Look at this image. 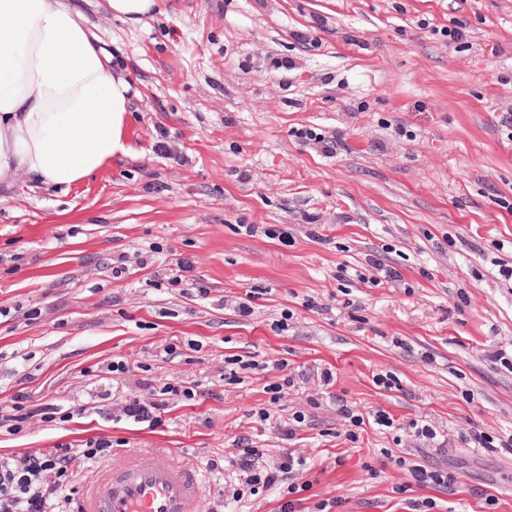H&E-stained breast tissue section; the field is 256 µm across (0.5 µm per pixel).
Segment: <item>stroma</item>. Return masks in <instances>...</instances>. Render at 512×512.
<instances>
[{"instance_id": "1", "label": "stroma", "mask_w": 512, "mask_h": 512, "mask_svg": "<svg viewBox=\"0 0 512 512\" xmlns=\"http://www.w3.org/2000/svg\"><path fill=\"white\" fill-rule=\"evenodd\" d=\"M158 2L139 23L85 10L131 83L128 153L68 188L21 176L0 194V402L21 391L72 413L0 429V453L109 437L142 462L168 453L194 468L199 512H279L273 490L233 498L232 461L242 436L279 459L254 411L286 373L275 418L315 420L295 446L301 512L336 498L339 512H412L423 498L480 512L481 489L512 512V455L466 443L474 427L512 434V369L490 362L512 351V287L496 266L512 265V0ZM161 138L175 158L155 153ZM248 224L288 238L248 236ZM148 249L147 268L113 279V256ZM373 255L399 280L361 283ZM182 256L208 300L168 285ZM171 343L181 356L165 354ZM232 356L254 365L244 383L224 379ZM119 357L203 394L154 425L112 421L128 393L105 377ZM386 372L400 388L374 384ZM344 405L399 426L349 441ZM414 419L434 426V446L407 437ZM398 456L461 481L417 487Z\"/></svg>"}]
</instances>
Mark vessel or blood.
Wrapping results in <instances>:
<instances>
[{"instance_id":"1","label":"vessel or blood","mask_w":512,"mask_h":512,"mask_svg":"<svg viewBox=\"0 0 512 512\" xmlns=\"http://www.w3.org/2000/svg\"><path fill=\"white\" fill-rule=\"evenodd\" d=\"M198 479L168 455L135 454L103 466L81 492L76 512H196Z\"/></svg>"}]
</instances>
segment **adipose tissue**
I'll return each instance as SVG.
<instances>
[{"label": "adipose tissue", "instance_id": "adipose-tissue-1", "mask_svg": "<svg viewBox=\"0 0 512 512\" xmlns=\"http://www.w3.org/2000/svg\"><path fill=\"white\" fill-rule=\"evenodd\" d=\"M129 91L74 0H0V187H68L126 154Z\"/></svg>", "mask_w": 512, "mask_h": 512}]
</instances>
